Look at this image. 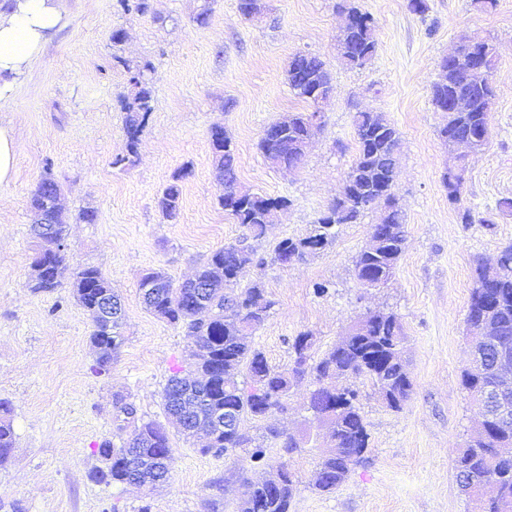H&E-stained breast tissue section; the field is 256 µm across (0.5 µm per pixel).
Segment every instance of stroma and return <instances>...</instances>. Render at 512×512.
Here are the masks:
<instances>
[{"label":"stroma","instance_id":"35a3bbf8","mask_svg":"<svg viewBox=\"0 0 512 512\" xmlns=\"http://www.w3.org/2000/svg\"><path fill=\"white\" fill-rule=\"evenodd\" d=\"M338 2L264 0L263 17L247 20L237 0H149L145 14L121 11L116 0H66L39 57L0 92V126L16 143L14 174L0 185V398L12 403L15 432L11 459L0 467V499L20 512H233L248 491L243 473L260 479L245 450L204 455L196 439L176 432L170 476L154 492L94 479L102 465L97 445L117 433L114 393L126 395L139 415L165 421L161 391L189 359L181 330L146 309L143 272L161 268L181 282L243 234L218 204L209 129L219 123L235 143L240 182L290 201L254 244L265 265L246 275L261 280L275 303L253 336L269 364L288 368L302 332L324 353L369 309L393 310L406 335L411 397L394 411L368 381L354 379L369 461L334 492L311 488L329 444L305 409L310 381L291 389L284 410L245 420L254 435L271 425L302 438L296 452L272 451L296 483L292 512H472L453 463L478 416L461 385L471 358L466 316L476 261L512 243V210L498 206L512 200V0L488 10L479 0H427L423 15L411 12L408 0H354L373 17L378 39L361 70L336 56ZM204 10L201 26L196 17ZM118 28L126 39L116 46L111 34ZM464 35L492 38L500 57L493 133L470 157L466 193L455 205L442 182L452 164L438 137L445 116L435 111L430 86L439 60ZM298 52L321 55L335 93L303 165L289 173L269 165L257 144L270 122L305 108L285 80ZM144 64L153 110L134 164L116 168L112 160L127 145L117 100L129 89L128 66ZM360 109L385 113L401 133L395 193L408 239L383 288L362 286L353 265L378 218L374 211L363 223L339 227L332 244L305 261L283 266L272 259L278 241L305 235L340 192L356 154L352 116ZM185 164L191 173L181 183V215L168 224L155 199ZM47 171L71 221L62 286L35 294L26 286L36 249L28 199ZM463 207L475 223H461ZM85 208L95 210L94 223L78 220ZM85 265L103 272L124 310L125 340L104 377L89 370L92 320L72 294L73 274ZM322 282L330 285L324 295L314 291Z\"/></svg>","mask_w":512,"mask_h":512}]
</instances>
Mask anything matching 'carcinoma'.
Instances as JSON below:
<instances>
[{
    "label": "carcinoma",
    "mask_w": 512,
    "mask_h": 512,
    "mask_svg": "<svg viewBox=\"0 0 512 512\" xmlns=\"http://www.w3.org/2000/svg\"><path fill=\"white\" fill-rule=\"evenodd\" d=\"M347 12L357 15L355 24L340 30L336 36L338 56L352 69L364 68L377 51L376 28L373 18L350 3ZM460 52L480 57L487 70L495 69L498 48L489 39H472L460 47ZM149 66L127 67L129 77H139L131 93L120 99L124 112L127 154L112 160L114 167L134 163L140 136L153 110V90L147 78ZM286 79L291 91L305 102L306 112H290L269 124L259 140L265 159L277 168L297 169L304 156L294 149V143L307 131V121L318 114L322 100L334 91L326 63L316 54L297 53L288 63ZM494 96L492 84L482 72L462 73L453 69L448 58L439 63L437 79L431 85V101L439 112L448 111V122L439 130L443 142L465 140L478 129H490V110L486 102ZM352 122L358 149L346 177L342 194L334 198L320 213L313 228L302 237L279 241L272 260L288 266L318 254L329 246L336 228L358 224L379 202L371 187L377 182L394 181L397 173L400 132L381 112L359 111ZM212 157L223 193L219 205L245 234L235 244L214 252L196 271L193 278L178 285L162 269H150L141 278L139 288L146 308L157 318L181 328L191 347V362L187 374L176 371L169 377L161 397L168 422L180 433L193 437L204 433L206 444L200 452L227 454L238 448L247 450L252 465H269L271 441L287 452L299 448L292 435L277 429L254 436L244 427L245 418L261 420L274 411L285 409L284 400L291 388L310 378L315 389L309 394L307 410L319 420L344 411L333 422L332 454L322 458L313 491L324 495L335 491L358 466L369 461L370 434L361 413L358 393L341 384L328 386L326 380L339 377H364L379 391L387 392L386 404L398 411L410 399L413 384L402 356L403 327L396 314L384 309L367 313V330L336 343L321 357L313 354V336L303 332L292 343V360L288 369L272 368L265 354L252 345L251 335L270 317L274 302L265 297L259 280L235 291L241 278L252 268L263 264L248 240H259L278 210H285L289 200L283 196L266 197L243 191L237 174L238 157L231 135L224 126L210 128ZM466 156L442 175L448 189V200L461 201L463 192L456 184L464 179ZM188 175L183 167L156 197V208L163 219L177 223L181 210L179 181ZM60 188L47 171L31 193L29 207L35 215L31 231L40 240L41 248L32 258L31 278L27 287L34 293H53L61 287L59 280L65 256L53 253V247L65 242L67 218L59 207ZM404 212L396 205L384 204V214L371 225L368 235L382 240L377 249L366 247L354 259V270L360 284L366 281L383 285L393 276L397 262L407 242ZM73 297L93 318L91 341L96 355L91 370L98 376L112 369V361L124 342L122 318L109 317L98 306V297L116 295L110 281L94 266L78 269L72 282ZM487 302L493 314L494 342L487 350L512 352V244L503 247L496 257L478 260L469 305ZM243 380H238V376ZM490 382L489 368L481 372L466 370L462 386L474 397ZM116 419L121 421L118 432L131 428L127 437L116 444L105 439L97 453L104 467L95 479L107 485H128L131 476L141 484L154 487L168 480L173 448L167 427L153 419L137 415L136 408L121 394L114 395ZM234 413L235 427L230 431L212 427L215 414L224 409ZM491 441L475 436L459 451L454 469L472 478L474 485L488 486L485 490L484 512H512V458L498 455L495 445L512 446V426H493ZM14 447L11 406L0 398V465L9 459ZM295 492L291 474L275 467L268 476L251 486L235 512H290Z\"/></svg>",
    "instance_id": "carcinoma-1"
}]
</instances>
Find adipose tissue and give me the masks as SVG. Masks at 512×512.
Instances as JSON below:
<instances>
[{
  "instance_id": "obj_1",
  "label": "adipose tissue",
  "mask_w": 512,
  "mask_h": 512,
  "mask_svg": "<svg viewBox=\"0 0 512 512\" xmlns=\"http://www.w3.org/2000/svg\"><path fill=\"white\" fill-rule=\"evenodd\" d=\"M62 10L61 0H14L0 10V76L22 73L40 55Z\"/></svg>"
}]
</instances>
